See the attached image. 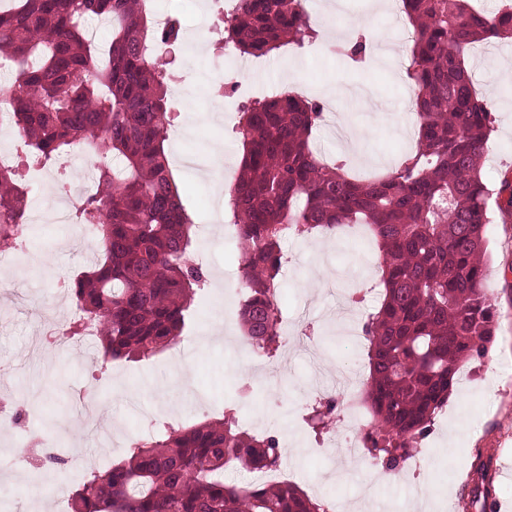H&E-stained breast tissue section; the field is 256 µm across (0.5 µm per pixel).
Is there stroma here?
<instances>
[{
	"instance_id": "stroma-1",
	"label": "stroma",
	"mask_w": 512,
	"mask_h": 512,
	"mask_svg": "<svg viewBox=\"0 0 512 512\" xmlns=\"http://www.w3.org/2000/svg\"><path fill=\"white\" fill-rule=\"evenodd\" d=\"M159 7L180 18L187 38L207 29L217 12L214 0H160ZM305 10L315 39L301 48L284 46L262 58L256 77L280 93L298 85L305 97L316 102L327 100V89L333 83L341 88L367 87L377 111H369L358 100L345 99L339 105L352 144L337 141L324 125L314 132L313 140L326 157L346 162L355 177L387 174L402 155L416 148L415 138L402 133L415 123L408 106L412 93L404 81L407 59L403 48L410 40L409 20L398 8L378 9L375 0H306ZM360 23L389 50L357 67L337 56L327 34L348 36ZM223 57L220 42L196 59L177 48L173 69L179 93L170 109L177 122L192 132L182 140H168L166 147L173 157L197 156L211 146L221 148L224 166L234 174L242 154L233 133L240 115L230 112L223 121L215 119L220 106L213 94L219 81L215 63ZM466 62L475 91L487 101L494 118L491 144L483 160L485 176L494 187L502 173L512 172V41L475 45L467 52ZM171 170L193 222L213 229L210 236H195L193 242L195 252L204 258L208 283L195 297L180 341L183 356L191 360L185 374L191 393L169 397L161 392L175 365L172 351L137 361H106L96 342L85 346L41 342L42 323L48 314H66L71 304L70 298L59 294L58 283L85 271L93 253L74 225L32 221L22 247L0 243V264L13 278L9 293L0 298V365L12 368L9 380L0 381V402L19 392L33 396L39 412L32 431L56 435L66 459L62 470L74 485L87 463L111 466L126 456L132 438L152 432L158 424L188 426L219 418L233 404L242 430L271 433L285 444L284 456L296 471L294 482L310 497L357 498L369 480L373 459L366 454L352 460L338 452L322 458L309 456L306 448L315 433L307 419L314 402L310 390L314 374L328 380L339 402L361 399L362 389L345 394L336 377L352 368L360 380H367L368 346L352 345L335 335L332 313L346 281H328L316 288L309 282L320 269L338 264L356 269L365 285L380 283V265L367 262L368 255L379 252L376 240H369L367 253L359 255L349 249L342 231H315L284 241L283 256L289 261L290 273L280 280L282 312L288 318L303 316L313 324L317 348L279 353L271 363L284 368L282 381L261 387L257 398L239 399L236 382L252 373L248 344L239 337L227 342L206 332L208 319L224 311L221 284L234 280L237 269V251L223 237L228 200L215 195L193 170L177 163ZM487 239L492 254L491 293L500 312L498 327L488 355L462 365L463 379L428 434L426 483L432 488L448 487L447 496L430 497L431 512H462L466 480L481 448L497 451L491 469L493 484L499 489L494 508L512 512V220L506 222L501 214H494ZM79 389L97 395L100 417L104 426L111 427V435L97 429L92 438L83 436L72 398ZM55 479V473L37 472L25 462L0 469V512H71L69 500L43 497Z\"/></svg>"
}]
</instances>
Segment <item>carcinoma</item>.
Segmentation results:
<instances>
[{
	"label": "carcinoma",
	"instance_id": "obj_1",
	"mask_svg": "<svg viewBox=\"0 0 512 512\" xmlns=\"http://www.w3.org/2000/svg\"><path fill=\"white\" fill-rule=\"evenodd\" d=\"M218 11L224 44L251 56L303 46L312 29L302 0H231ZM413 27L405 73L417 117L416 152L387 175L354 179L323 162L313 145L321 105L288 93L242 106L243 148L230 195L246 299L243 338L267 357L281 346L279 274L286 233L365 224L382 252L383 292L364 325L369 342L366 399L374 419L367 450L375 464L401 469L417 436L448 401L462 363L481 360L499 316L490 294L488 201L512 213V179L493 191L482 158L493 131L465 63L475 43L512 35V7L492 14L468 0H403ZM92 19L112 21L106 50L88 38ZM181 24L157 27L143 0H15L0 9V58L16 61L9 109L32 161L58 163L83 145L118 165L96 167L95 194L74 223L95 226L101 258L70 284L82 321L110 360L148 358L181 340L187 314L207 283L192 263L193 228L164 143L169 56ZM357 34L338 54L368 57ZM26 193L0 168V241L26 231ZM279 440L240 430L233 409L188 428L165 425L130 444V456L88 466L71 493L72 512H327L288 482L235 484L230 469L266 471L281 461ZM479 464L463 512H486L496 495Z\"/></svg>",
	"mask_w": 512,
	"mask_h": 512
}]
</instances>
